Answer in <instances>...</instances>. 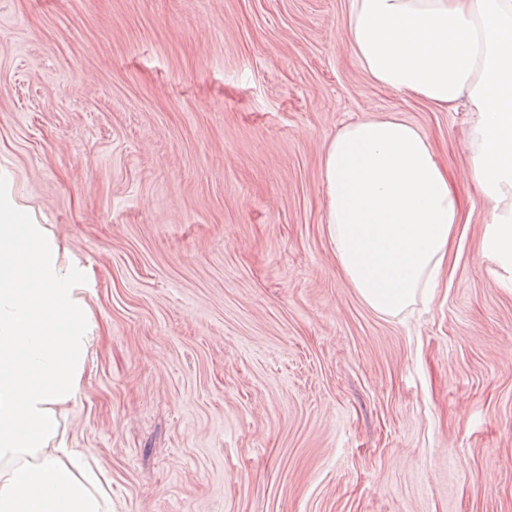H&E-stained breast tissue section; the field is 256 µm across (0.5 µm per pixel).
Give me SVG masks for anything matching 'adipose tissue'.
Returning <instances> with one entry per match:
<instances>
[{"mask_svg":"<svg viewBox=\"0 0 512 512\" xmlns=\"http://www.w3.org/2000/svg\"><path fill=\"white\" fill-rule=\"evenodd\" d=\"M342 41L374 84L467 105L481 255L512 292V0H348ZM322 174L325 230L361 301L395 317L432 292L463 207L427 133L393 115L345 124ZM20 218L0 204V512H112L109 479L61 424L94 325L57 245Z\"/></svg>","mask_w":512,"mask_h":512,"instance_id":"ef3b65f1","label":"adipose tissue"}]
</instances>
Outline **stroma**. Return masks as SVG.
Here are the masks:
<instances>
[{"mask_svg":"<svg viewBox=\"0 0 512 512\" xmlns=\"http://www.w3.org/2000/svg\"><path fill=\"white\" fill-rule=\"evenodd\" d=\"M347 0H0V183L97 325L63 423L116 512H512V294L480 261L464 111L374 85ZM377 114L461 197L448 275L381 317L322 152Z\"/></svg>","mask_w":512,"mask_h":512,"instance_id":"stroma-1","label":"stroma"}]
</instances>
